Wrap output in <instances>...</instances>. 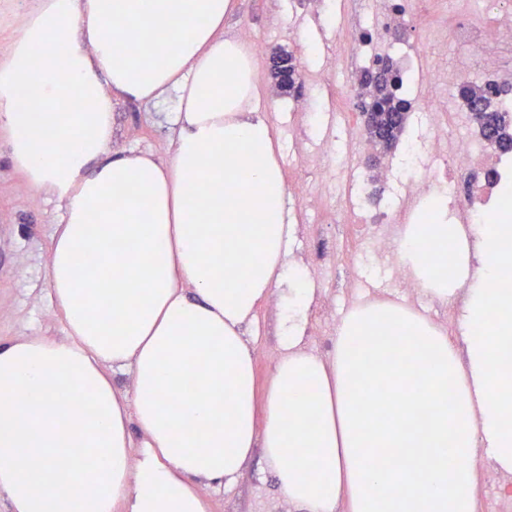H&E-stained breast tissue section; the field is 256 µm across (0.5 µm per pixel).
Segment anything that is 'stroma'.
Wrapping results in <instances>:
<instances>
[{
  "label": "stroma",
  "instance_id": "stroma-1",
  "mask_svg": "<svg viewBox=\"0 0 512 512\" xmlns=\"http://www.w3.org/2000/svg\"><path fill=\"white\" fill-rule=\"evenodd\" d=\"M412 14L402 35L405 45L425 48L433 23L450 17L456 0H411ZM380 0H341L334 25L321 17L301 14L295 0H233V8L224 18L228 36H248L266 43L268 54L253 62V103L268 116L282 146L280 164L286 184L301 180L315 184V175L301 171L298 148L307 146L319 135L318 113L328 104L339 103L348 130H363V119L347 92L358 87L359 68L349 63V41L343 31L360 16L375 10ZM313 37L320 56L339 55L345 64L341 70L322 75L323 92L313 95L301 86L293 95L277 92L270 78L271 53L293 54L303 72L311 65L302 53V41ZM174 100L161 104L117 101L112 109V148L135 149L167 161L177 134ZM292 120L293 135H285L283 124ZM342 198L333 195L324 213H316L304 201H297L289 212L291 223L313 224L324 236L339 240L342 253L334 270L319 283L320 294L307 313L312 334L308 348L320 353L321 346L333 342L334 334L321 331L316 319L326 315L336 322L342 308L330 305L350 271L355 239L344 224L337 221ZM60 221L55 201L30 191L24 175L11 164L5 140H0V341L20 337L58 336L62 333V314L56 310L46 288L51 238ZM286 306L279 297L265 302L253 327L256 337L255 362L259 386H266L270 369L281 348L279 322ZM209 512H294L276 489L275 477L263 469L261 454H254L246 472L229 489L202 487Z\"/></svg>",
  "mask_w": 512,
  "mask_h": 512
}]
</instances>
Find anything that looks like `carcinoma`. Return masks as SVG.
I'll return each mask as SVG.
<instances>
[{
    "label": "carcinoma",
    "mask_w": 512,
    "mask_h": 512,
    "mask_svg": "<svg viewBox=\"0 0 512 512\" xmlns=\"http://www.w3.org/2000/svg\"><path fill=\"white\" fill-rule=\"evenodd\" d=\"M359 108L371 113L366 126L373 146L387 150L397 143L408 115L410 103L400 90V69L393 62L366 68L360 76ZM502 89L494 91L464 81L458 88L460 98L472 105L470 111L481 125L490 145L502 152L512 151V116L502 109L503 100L496 99Z\"/></svg>",
    "instance_id": "1"
}]
</instances>
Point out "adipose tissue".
I'll use <instances>...</instances> for the list:
<instances>
[{
    "instance_id": "ef3b65f1",
    "label": "adipose tissue",
    "mask_w": 512,
    "mask_h": 512,
    "mask_svg": "<svg viewBox=\"0 0 512 512\" xmlns=\"http://www.w3.org/2000/svg\"><path fill=\"white\" fill-rule=\"evenodd\" d=\"M231 7L32 0L0 58V136L61 211L47 288L64 315L62 337L0 342V497L208 512L200 486L237 480L259 449L295 512H476L477 462L512 473V224L449 223L440 191L398 245L424 293L456 304L460 341L386 300L342 315L331 358L307 351L318 288L290 259L280 147L247 46L224 38ZM170 95L167 162L113 151L114 101ZM278 290L261 389L244 328ZM369 382L390 398L372 417Z\"/></svg>"
}]
</instances>
